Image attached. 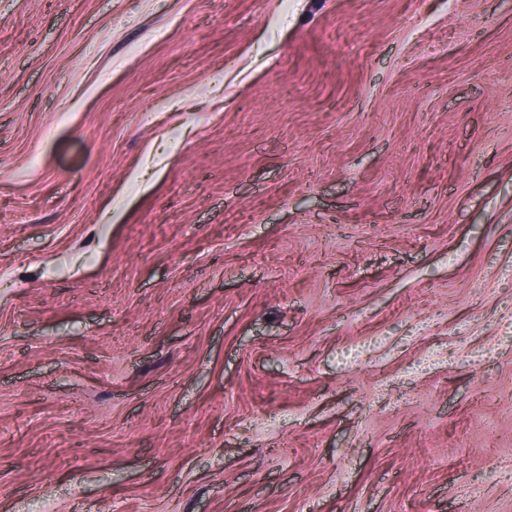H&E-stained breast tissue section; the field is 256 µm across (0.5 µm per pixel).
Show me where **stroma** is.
<instances>
[{"instance_id":"35a3bbf8","label":"stroma","mask_w":512,"mask_h":512,"mask_svg":"<svg viewBox=\"0 0 512 512\" xmlns=\"http://www.w3.org/2000/svg\"><path fill=\"white\" fill-rule=\"evenodd\" d=\"M0 512H512V0H0Z\"/></svg>"}]
</instances>
